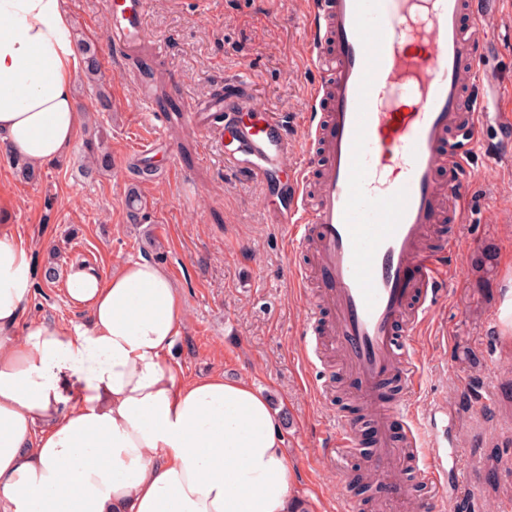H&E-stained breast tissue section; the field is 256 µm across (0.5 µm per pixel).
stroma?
<instances>
[{"instance_id": "stroma-1", "label": "stroma", "mask_w": 512, "mask_h": 512, "mask_svg": "<svg viewBox=\"0 0 512 512\" xmlns=\"http://www.w3.org/2000/svg\"><path fill=\"white\" fill-rule=\"evenodd\" d=\"M75 38L99 48L100 85L78 76L82 119L72 147L24 178L0 148V210L31 243V314L50 322H86L64 288L72 266L107 274L147 259L172 279L186 306L185 328L167 360L179 380L214 373L245 378L282 415L281 437L293 465L292 497L306 512H363L349 492L350 470L366 466L375 422L358 423L361 447L337 471L327 437L344 406H356L359 381L338 358L309 372L302 329L328 315L317 289L289 285L292 251L273 221L277 185L226 166L201 133L182 120L195 101L244 77L267 111L296 116L309 87L301 0H147L145 37L133 48L112 42L106 0H67ZM105 90L112 109H98ZM103 137L111 171L85 175L88 141ZM156 139L157 175L137 183L145 202L129 215L126 167L138 141ZM495 223H482L485 213ZM456 240L462 270L448 283L429 325L413 339L424 383L411 395L421 425L448 406L446 512H512V173L476 183L449 205L433 240ZM55 265L59 275L46 282ZM401 488L381 484L378 512H423L429 489L414 459L400 455Z\"/></svg>"}]
</instances>
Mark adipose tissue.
Returning a JSON list of instances; mask_svg holds the SVG:
<instances>
[{"label":"adipose tissue","mask_w":512,"mask_h":512,"mask_svg":"<svg viewBox=\"0 0 512 512\" xmlns=\"http://www.w3.org/2000/svg\"><path fill=\"white\" fill-rule=\"evenodd\" d=\"M83 60L66 0H0V141L40 167L73 144ZM28 245L0 224V512H291L277 410L243 379L179 382L186 308L146 260L78 266L80 325L25 320Z\"/></svg>","instance_id":"obj_1"}]
</instances>
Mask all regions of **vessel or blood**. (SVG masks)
Listing matches in <instances>:
<instances>
[{
  "instance_id": "obj_1",
  "label": "vessel or blood",
  "mask_w": 512,
  "mask_h": 512,
  "mask_svg": "<svg viewBox=\"0 0 512 512\" xmlns=\"http://www.w3.org/2000/svg\"><path fill=\"white\" fill-rule=\"evenodd\" d=\"M496 2L303 0L312 80L301 140L236 78L225 80L223 101L196 102L187 113L216 148L228 136L239 143L224 156L236 170L264 182L287 175L276 221L296 251H311L308 266L290 264L289 282L298 288L309 270L319 273L333 342L361 379V396L399 376L405 393L386 411L405 422L411 448L420 437L408 394L422 373L410 338L458 270L453 243L434 251L422 243L463 189L487 120L512 133V115L489 116L485 96L486 86L505 85L481 54L499 32L512 34V17ZM146 4L110 0L115 45L142 40ZM329 439L338 458L358 451L354 425L337 421ZM443 446L430 434L417 459L420 478L434 489L427 512H440L445 500Z\"/></svg>"
}]
</instances>
